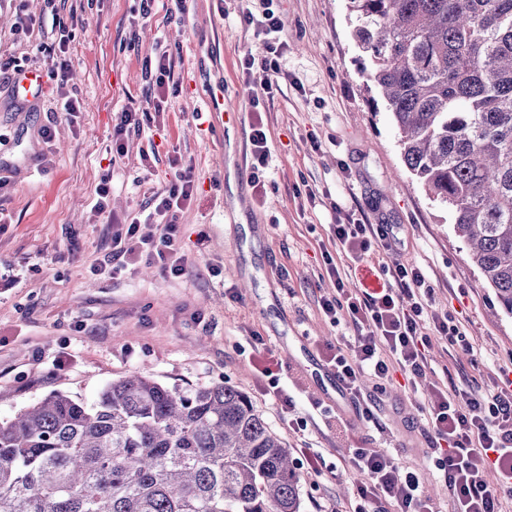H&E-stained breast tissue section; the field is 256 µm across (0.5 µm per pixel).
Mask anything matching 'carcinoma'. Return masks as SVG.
<instances>
[{"mask_svg": "<svg viewBox=\"0 0 512 512\" xmlns=\"http://www.w3.org/2000/svg\"><path fill=\"white\" fill-rule=\"evenodd\" d=\"M407 170L512 315V0H348ZM282 438L243 392L131 372L0 421V512H301Z\"/></svg>", "mask_w": 512, "mask_h": 512, "instance_id": "1", "label": "carcinoma"}]
</instances>
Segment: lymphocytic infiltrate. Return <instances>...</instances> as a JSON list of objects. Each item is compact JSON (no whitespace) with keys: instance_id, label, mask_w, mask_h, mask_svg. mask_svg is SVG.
<instances>
[{"instance_id":"lymphocytic-infiltrate-1","label":"lymphocytic infiltrate","mask_w":512,"mask_h":512,"mask_svg":"<svg viewBox=\"0 0 512 512\" xmlns=\"http://www.w3.org/2000/svg\"><path fill=\"white\" fill-rule=\"evenodd\" d=\"M243 20L260 24L267 35L265 56L258 61L245 59V68L277 71L278 58L286 47L280 15L268 8L262 18L247 13ZM66 45L63 38L41 41L34 50L54 57L51 75L60 91V109L72 115L82 111L83 105L65 91L71 75ZM194 186L195 176L188 167L179 171L167 192L153 198V214L163 218L164 224L158 238L147 240L146 246L173 276L183 274L184 267L178 257L175 226L168 218L191 201ZM333 231L337 245L360 260L375 248L388 246L392 233L390 225L353 217L334 225ZM389 274L392 287L371 294L346 287L338 268H331L336 291L320 303L332 323H345L354 332L353 349L337 350L328 367L348 392L356 413L366 419L372 418L376 396L385 391L394 373H401L408 386L424 387L432 336L462 352L471 350L458 325L429 310L433 288L418 266L398 265ZM366 378L374 382L373 393L362 391ZM425 389L430 459L448 491L451 512H500L502 500L512 499V379H503L501 386L488 393L456 386ZM349 463L360 476L354 512H434L420 472L402 470L390 456L367 448L354 449Z\"/></svg>"}]
</instances>
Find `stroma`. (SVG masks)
Returning a JSON list of instances; mask_svg holds the SVG:
<instances>
[{"label": "stroma", "instance_id": "stroma-1", "mask_svg": "<svg viewBox=\"0 0 512 512\" xmlns=\"http://www.w3.org/2000/svg\"><path fill=\"white\" fill-rule=\"evenodd\" d=\"M155 0H0V57L48 71L13 33L17 12L54 17L69 36V92L76 117L19 104L0 82V420L53 391L92 401L132 371L173 385L224 383L245 393L289 451L316 449L327 470L302 474L303 512L316 504L352 512L356 448H372L421 470L437 512L450 502L428 467L431 446L422 391L403 380L387 386L376 422L356 417L326 375L345 325L319 307L332 293L329 265L351 288L379 292L384 267L413 264L434 288L433 310L452 317L472 345L458 352L432 338L428 379L479 392L512 370V315L504 313L453 230L447 209L404 167L399 132L384 103H372L363 50L347 0H274L287 47L272 77L242 63L264 51L265 36L241 22L261 0H192L170 14ZM172 59L156 86L149 62ZM224 87L221 116L204 118L205 101ZM162 114H155V105ZM142 115L139 132L112 149L117 112ZM52 125L44 143L40 130ZM267 135L268 165L253 180V127ZM192 167L193 202L177 211L186 270L173 277L146 253L112 271V236L151 212L155 194L177 170ZM111 173L110 212L94 211ZM392 224L398 242L376 258L340 251L333 226L346 213ZM278 360L296 407L273 397L259 360ZM307 420L299 429L295 419Z\"/></svg>", "mask_w": 512, "mask_h": 512}]
</instances>
